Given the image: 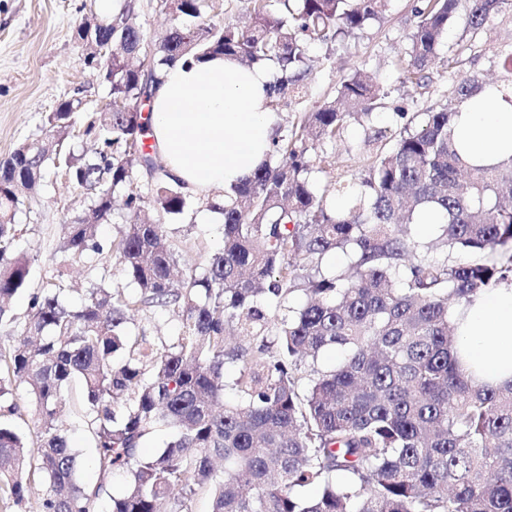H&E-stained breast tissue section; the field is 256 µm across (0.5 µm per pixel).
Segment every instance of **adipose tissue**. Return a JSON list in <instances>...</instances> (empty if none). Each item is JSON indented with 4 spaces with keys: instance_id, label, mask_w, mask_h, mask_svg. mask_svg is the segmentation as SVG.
Returning <instances> with one entry per match:
<instances>
[{
    "instance_id": "adipose-tissue-1",
    "label": "adipose tissue",
    "mask_w": 512,
    "mask_h": 512,
    "mask_svg": "<svg viewBox=\"0 0 512 512\" xmlns=\"http://www.w3.org/2000/svg\"><path fill=\"white\" fill-rule=\"evenodd\" d=\"M266 66L222 56L166 66L154 92L151 135L166 169L197 196L229 189L267 158L278 113L268 107ZM473 166L512 161V102L503 94L469 102L453 131ZM456 356L477 384L512 382V282L455 310Z\"/></svg>"
}]
</instances>
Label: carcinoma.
Wrapping results in <instances>:
<instances>
[{
	"mask_svg": "<svg viewBox=\"0 0 512 512\" xmlns=\"http://www.w3.org/2000/svg\"><path fill=\"white\" fill-rule=\"evenodd\" d=\"M390 0H249L243 25L218 19L217 0H157L177 23L154 39L138 23L141 0L82 22L75 39L112 48L81 57L110 87L112 110L85 112L72 96L45 116L44 135L0 163V301L23 289L30 260L13 253L14 224L42 171L64 163L87 199L67 227L71 259L106 254L122 266L127 294L93 285L81 306L64 299L63 274L34 294L17 343L0 351V402L18 386L35 403L30 434L0 420V496L19 506L32 481L38 512H512V382L476 386L454 355L452 307L512 281V161L469 165L452 128L465 103L497 90L512 94V49L502 54L508 83L463 76L454 101L412 116L395 143L347 182L323 191L309 152L335 140L350 120L369 122L385 88L357 71L337 96L273 140L266 161L209 201L224 216V241L198 273L173 282L178 254L161 221L188 207L181 184L144 149L162 66L181 58L232 56L271 64L269 107L307 95L308 45L331 49L381 20ZM504 0H469L474 35ZM459 0H417L405 80L422 86L439 58ZM98 142L88 156L70 127ZM277 155L288 162L273 163ZM147 183L143 196L139 181ZM121 197L124 224L108 252L96 241ZM152 203L158 221L140 220ZM431 208L443 220L445 249L413 227ZM470 255L465 263L454 260ZM340 253L345 270L325 258ZM131 310H169L171 338L128 329ZM282 316L270 329L268 313ZM343 354L334 367L318 360ZM239 363L235 398L224 400V365ZM81 386L98 481L77 479L78 452L60 422L72 382ZM7 413L19 414L9 402ZM173 437L151 455L143 444L161 427ZM127 476L110 494L109 478ZM179 489L173 496V489ZM309 488L316 495L304 494Z\"/></svg>",
	"mask_w": 512,
	"mask_h": 512,
	"instance_id": "1",
	"label": "carcinoma"
}]
</instances>
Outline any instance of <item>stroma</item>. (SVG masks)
<instances>
[{"instance_id":"obj_1","label":"stroma","mask_w":512,"mask_h":512,"mask_svg":"<svg viewBox=\"0 0 512 512\" xmlns=\"http://www.w3.org/2000/svg\"><path fill=\"white\" fill-rule=\"evenodd\" d=\"M413 3L392 0L390 11L379 24L346 40L334 54H326L321 45L310 46L312 72L306 111L334 98L342 81L358 70L375 75L389 92L384 108L371 124L349 122L340 138L317 144L312 150L316 160L313 176L320 185L359 173L379 147L390 144L400 124L396 107L423 112L448 102L463 75L502 76L499 55L512 47V0H506L472 39L460 67L451 69L439 61L430 70L426 86L405 82L402 68L415 24ZM98 11V0H0V161L26 139L40 135L45 115L62 100L80 96L90 112L98 111L109 100L107 84L96 71L83 66L74 40L77 26ZM84 208L82 191L61 167L46 171L41 185L17 214L20 232L13 249L30 256V276L26 288L9 301L7 318L0 322V349L16 343V329L25 319L31 296L56 273H63L66 299L74 307L84 301L86 289L100 277H107L112 287L125 286L119 266L107 269L97 259L65 260L60 250L65 226ZM210 215L206 199L192 195L183 215L166 220L167 238L178 250L182 269L204 263L221 243L222 223L211 220ZM62 429L82 459L81 479L96 482L94 448L84 415L76 409L69 411Z\"/></svg>"}]
</instances>
